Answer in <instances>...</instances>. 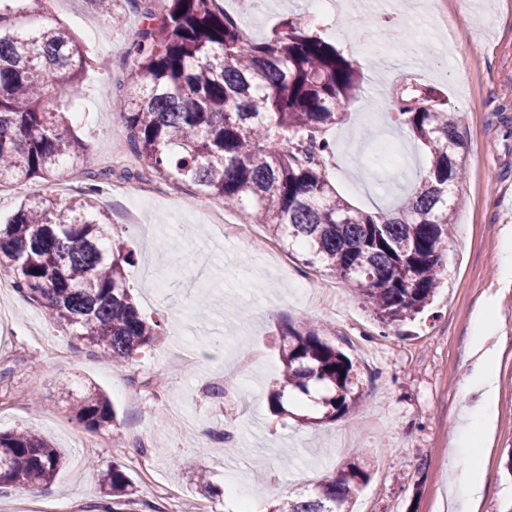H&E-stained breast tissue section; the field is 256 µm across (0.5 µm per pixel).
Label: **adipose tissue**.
I'll return each mask as SVG.
<instances>
[{"label": "adipose tissue", "mask_w": 512, "mask_h": 512, "mask_svg": "<svg viewBox=\"0 0 512 512\" xmlns=\"http://www.w3.org/2000/svg\"><path fill=\"white\" fill-rule=\"evenodd\" d=\"M488 316H480L475 324L474 344L481 356L475 371L464 386L471 403L466 422L455 432L448 450L452 456H468L466 468L454 478L451 506L454 512H473L472 505L483 491V470L475 454L477 445L486 443L496 414L495 354L484 346L488 334Z\"/></svg>", "instance_id": "obj_1"}]
</instances>
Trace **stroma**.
<instances>
[{"instance_id":"1","label":"stroma","mask_w":512,"mask_h":512,"mask_svg":"<svg viewBox=\"0 0 512 512\" xmlns=\"http://www.w3.org/2000/svg\"><path fill=\"white\" fill-rule=\"evenodd\" d=\"M379 14L357 0H336L316 22L322 36L357 60L368 76L336 143V186L357 207L387 209L427 168L422 146L400 130L409 166H394L381 129L391 118L390 90L403 79L400 53L429 71L435 90L457 119L466 144V177L454 184L458 205L440 286L432 305L402 329L381 333L369 305L348 281L335 300L319 299L327 275L290 256L270 238L272 263L244 242H225L207 221L212 199L190 189L157 197L146 210V231L120 220L122 198L103 191L112 239L134 252L126 279L142 313L161 324L151 347L123 369L67 331L49 323L15 292L0 294V430L25 426L65 454L56 478L0 497L10 512H54L79 502L100 512L102 472L124 465L136 493L122 512H238L245 498L271 505L273 490L301 492L351 461L369 474L352 512H448L460 458L449 456L468 401L474 322L491 317L500 349L497 417L483 449L485 491L477 512H512V475L503 466L512 448V283L500 276L504 234L512 228V0H448V23L467 36L458 61L439 45L437 29L421 20V0H380ZM52 14L87 48L71 129L101 160L127 131L102 86L128 91V55L140 18L125 12L121 26L104 22L88 0H57ZM319 321L325 338L355 363L363 392L350 414L321 425L274 416L267 388L281 370L279 327ZM233 367L235 391L207 394ZM104 391L117 412L116 430L76 425L71 407L87 387ZM233 429L232 451L207 434ZM216 487L197 486L200 469Z\"/></svg>"}]
</instances>
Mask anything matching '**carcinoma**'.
<instances>
[{
  "label": "carcinoma",
  "mask_w": 512,
  "mask_h": 512,
  "mask_svg": "<svg viewBox=\"0 0 512 512\" xmlns=\"http://www.w3.org/2000/svg\"><path fill=\"white\" fill-rule=\"evenodd\" d=\"M41 0H0V186L28 194L0 224V272L45 318L111 362L126 365L161 335L126 285L132 253L112 247L109 215L97 197L98 167L86 142L69 130L62 107L78 96L87 53ZM119 23L112 0H87ZM125 0L141 14L129 55L130 86L115 114L128 131L140 168L173 188L192 187L227 208L254 210L259 223L309 266L357 283L376 320L399 327L434 298L455 203L450 189L465 175V143L448 104L426 90L392 95L396 125L428 150V168L393 211H364L337 189L330 131L344 119L361 81L360 67L312 25L286 19L272 35L246 39L216 0ZM87 180L61 200L40 185L65 164ZM283 370L268 387L274 413L287 399L319 406L297 414L305 424L331 422L362 398L351 359L319 326L281 330ZM85 429L117 421L110 400L89 388L73 408ZM0 491L55 478L65 456L29 430L0 432ZM116 501L135 494L122 466L103 470ZM368 474L348 463L310 490L290 493L269 512H350Z\"/></svg>",
  "instance_id": "1"
}]
</instances>
